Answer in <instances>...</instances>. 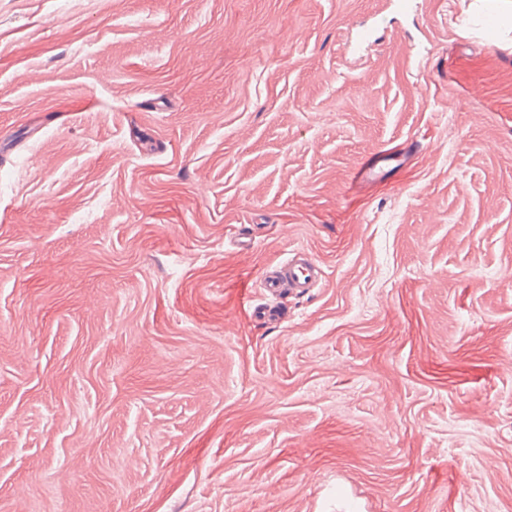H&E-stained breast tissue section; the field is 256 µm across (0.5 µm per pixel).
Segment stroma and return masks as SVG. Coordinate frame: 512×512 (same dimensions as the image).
<instances>
[{
  "label": "stroma",
  "instance_id": "35a3bbf8",
  "mask_svg": "<svg viewBox=\"0 0 512 512\" xmlns=\"http://www.w3.org/2000/svg\"><path fill=\"white\" fill-rule=\"evenodd\" d=\"M0 512H512V0H0ZM316 268L313 263L302 255H294L288 262L272 271L263 272L261 278L256 282L247 281L245 292L248 293L249 301L253 302V288L259 283L263 291L275 297L283 289L288 288L298 294H305L310 288L316 275Z\"/></svg>",
  "mask_w": 512,
  "mask_h": 512
}]
</instances>
